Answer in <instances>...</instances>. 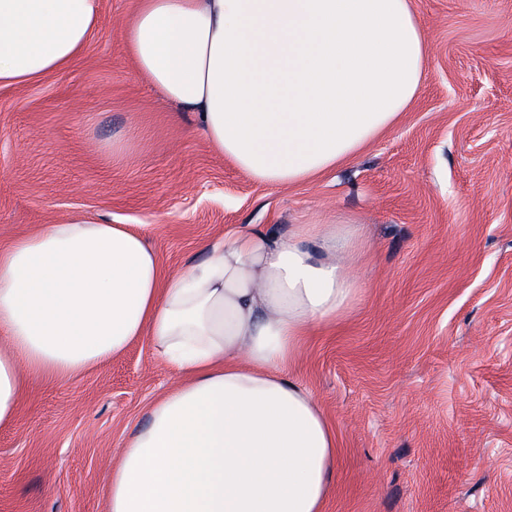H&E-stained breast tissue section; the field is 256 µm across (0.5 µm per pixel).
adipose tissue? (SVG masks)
Masks as SVG:
<instances>
[{
  "label": "adipose tissue",
  "mask_w": 512,
  "mask_h": 512,
  "mask_svg": "<svg viewBox=\"0 0 512 512\" xmlns=\"http://www.w3.org/2000/svg\"><path fill=\"white\" fill-rule=\"evenodd\" d=\"M100 0H0V85L67 66ZM138 72L253 181L298 185L395 126L429 43L410 0H135ZM163 272L144 233L73 216L0 249V425L27 383L147 337L181 376L128 434L106 512H324L336 435L291 378L304 336L357 304L356 224L239 229Z\"/></svg>",
  "instance_id": "1"
}]
</instances>
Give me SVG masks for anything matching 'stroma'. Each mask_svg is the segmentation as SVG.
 <instances>
[{"instance_id":"1","label":"stroma","mask_w":512,"mask_h":512,"mask_svg":"<svg viewBox=\"0 0 512 512\" xmlns=\"http://www.w3.org/2000/svg\"><path fill=\"white\" fill-rule=\"evenodd\" d=\"M413 7L430 53L408 112L337 170L270 188L137 76L133 0H101L65 70L0 87V248L79 213L145 225L175 270L250 225H360V300L290 368L338 442L325 512H512V0ZM177 380L144 338L32 380L0 428V512H105L112 457Z\"/></svg>"}]
</instances>
